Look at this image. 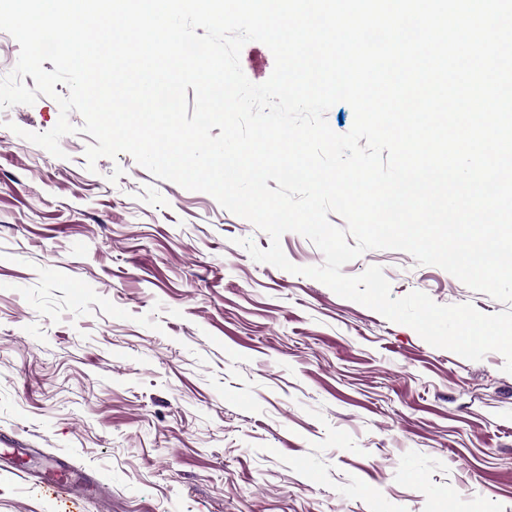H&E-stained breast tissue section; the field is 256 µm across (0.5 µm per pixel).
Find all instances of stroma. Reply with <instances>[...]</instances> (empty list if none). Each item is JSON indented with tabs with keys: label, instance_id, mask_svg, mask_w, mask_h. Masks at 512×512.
<instances>
[{
	"label": "stroma",
	"instance_id": "1",
	"mask_svg": "<svg viewBox=\"0 0 512 512\" xmlns=\"http://www.w3.org/2000/svg\"><path fill=\"white\" fill-rule=\"evenodd\" d=\"M54 97L0 110V512H61L43 456L93 473L73 512H512V374L431 346L323 283L251 258L269 235L128 154L88 170L22 138ZM393 297L503 303L407 252Z\"/></svg>",
	"mask_w": 512,
	"mask_h": 512
}]
</instances>
